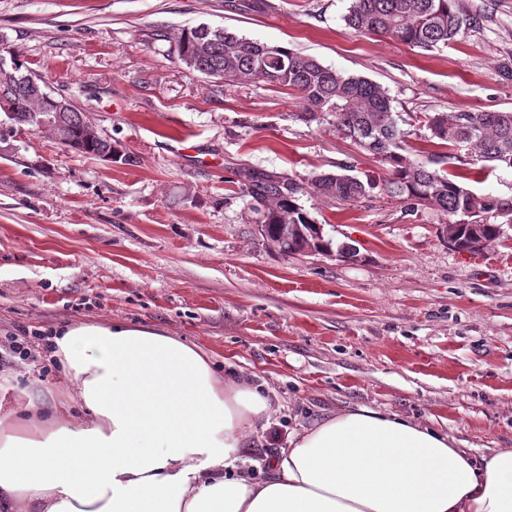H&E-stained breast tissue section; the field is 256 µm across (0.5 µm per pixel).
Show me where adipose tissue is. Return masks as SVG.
<instances>
[{
  "instance_id": "ef3b65f1",
  "label": "adipose tissue",
  "mask_w": 512,
  "mask_h": 512,
  "mask_svg": "<svg viewBox=\"0 0 512 512\" xmlns=\"http://www.w3.org/2000/svg\"><path fill=\"white\" fill-rule=\"evenodd\" d=\"M52 344L83 414L0 416V512H512V448L475 456L359 407L290 435L259 479L243 460L274 414L264 385L142 325H65Z\"/></svg>"
}]
</instances>
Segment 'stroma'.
Instances as JSON below:
<instances>
[{"label": "stroma", "mask_w": 512, "mask_h": 512, "mask_svg": "<svg viewBox=\"0 0 512 512\" xmlns=\"http://www.w3.org/2000/svg\"><path fill=\"white\" fill-rule=\"evenodd\" d=\"M351 0H0V52L43 76L112 140L80 155L26 125L0 127V409L67 402L59 371L13 364L3 343L110 320L199 345L220 372L267 383L276 413L258 462L294 431L364 406L414 418L474 454L512 448V227L480 253L439 236L385 167L329 121L302 120L295 91L227 89L189 72L168 34L201 24L318 58L381 84L410 158L512 197V168L473 169L424 114L512 110V0H455L475 21L426 52L350 32ZM352 170L364 198L316 195ZM305 185L299 203L359 260L272 251L247 222L251 177ZM311 186L320 195L335 198L339 201L351 202L366 196L370 190L376 188V183L371 178H367L364 182L350 174L328 173L316 176Z\"/></svg>", "instance_id": "1"}]
</instances>
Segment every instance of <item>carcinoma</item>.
Instances as JSON below:
<instances>
[{"label":"carcinoma","mask_w":512,"mask_h":512,"mask_svg":"<svg viewBox=\"0 0 512 512\" xmlns=\"http://www.w3.org/2000/svg\"><path fill=\"white\" fill-rule=\"evenodd\" d=\"M346 26L356 33L384 35L410 46L430 51L446 46L470 27L473 17L456 9L454 0H352L344 16ZM177 57L191 72L214 78L231 88L261 79L276 87L298 92L304 119L313 121L326 114L336 132L354 141L387 166L385 190L416 205L427 199L448 217L454 240L442 234L448 247L468 252L481 251L496 243L503 226L512 224V198L492 199L471 191L461 182L436 169L420 165L404 154L406 132L400 128L386 90L365 77L345 75L317 58L284 46L240 36L224 27L206 24L183 30L177 36ZM14 88L0 82V116L3 123L28 125L48 134L51 113L34 112L29 103L26 76H34L40 89L43 78L24 61L15 63ZM431 137L461 146L471 164L512 168V111H461L427 117ZM93 124L74 103L59 114L53 139L70 151L98 157L112 150V139L91 134ZM313 190L325 197L351 202L376 188L346 173L320 174ZM304 187L290 178H256L244 193L251 198L250 211L262 225L267 245L283 256L305 252L313 240L308 225L315 220L298 204ZM298 225L281 243L280 216Z\"/></svg>","instance_id":"1"}]
</instances>
